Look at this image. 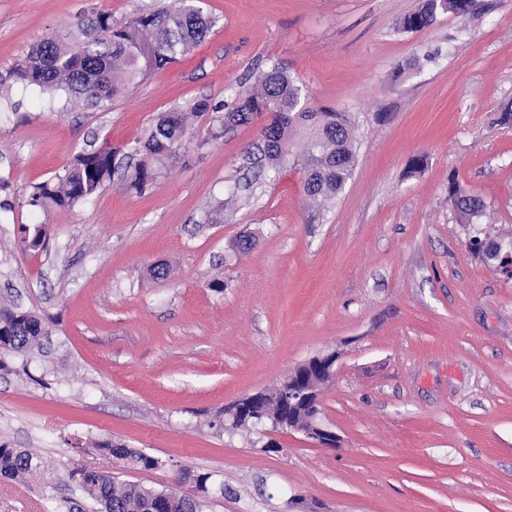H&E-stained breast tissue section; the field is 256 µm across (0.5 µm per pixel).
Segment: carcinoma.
<instances>
[{
    "mask_svg": "<svg viewBox=\"0 0 512 512\" xmlns=\"http://www.w3.org/2000/svg\"><path fill=\"white\" fill-rule=\"evenodd\" d=\"M479 9V0H422L417 10L399 20L397 28L417 33L430 27L440 13L473 20ZM216 23L195 0H177L173 6L125 23L117 22L110 13L92 11L30 48L9 78L52 95L62 93L69 105L98 108L187 56ZM202 110L203 105L196 103L176 107L122 148L106 143L95 150L76 151L68 166L33 187L30 205L41 207L50 202L70 209L101 192L117 177L126 190L144 192L157 177L159 166L176 157L188 119ZM263 113L270 115L261 130L263 166L276 171L290 163L302 173L309 200L322 204L336 199L355 166L349 115L309 106L301 100L300 89L287 70L274 63L257 75L251 88L238 95L235 105L218 118L219 125L210 127L208 136L217 139L226 127L247 124ZM300 131L306 134L304 145L295 153L288 152L289 141ZM448 199L464 224L483 214L484 202L465 194L455 183L448 187ZM20 233L23 250L47 248L46 225H24ZM47 335L49 327L35 313L0 305V369L9 368L8 357L26 354ZM90 447L124 459L135 469L160 466L158 459L109 440L94 441ZM36 469L27 450L0 443L1 476L24 479ZM79 487L100 505L99 512H201L195 497L121 482L108 473L82 471Z\"/></svg>",
    "mask_w": 512,
    "mask_h": 512,
    "instance_id": "carcinoma-1",
    "label": "carcinoma"
}]
</instances>
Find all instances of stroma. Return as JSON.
<instances>
[{
    "label": "stroma",
    "instance_id": "1",
    "mask_svg": "<svg viewBox=\"0 0 512 512\" xmlns=\"http://www.w3.org/2000/svg\"><path fill=\"white\" fill-rule=\"evenodd\" d=\"M169 2L0 0V304L51 322L44 354L0 370V443L38 465L23 482L0 476V512H95L70 479L81 468L189 495L210 474L203 512H512V278L467 247L479 230L512 243V124L498 121L512 0L418 33L396 26L420 0H201L218 20L207 38L104 107L8 79L80 13L124 22ZM270 61L310 105L352 119L355 169L330 205L288 166L233 196L264 117L205 139ZM194 102L206 110L144 193L116 184L71 209L29 206L75 151L126 145ZM452 179L485 201L478 224L460 223ZM24 224L48 225L47 251L22 250ZM245 233L256 245L235 255ZM331 350L320 407L339 448L218 425ZM106 439L161 465L89 451Z\"/></svg>",
    "mask_w": 512,
    "mask_h": 512
}]
</instances>
